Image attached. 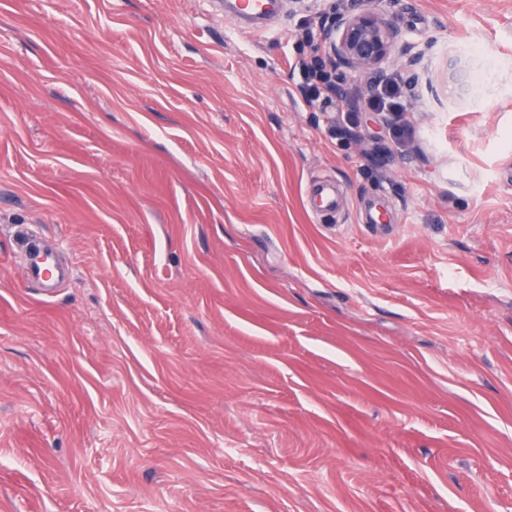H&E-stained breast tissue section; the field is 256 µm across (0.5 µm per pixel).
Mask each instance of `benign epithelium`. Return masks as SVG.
I'll return each instance as SVG.
<instances>
[{
    "instance_id": "obj_1",
    "label": "benign epithelium",
    "mask_w": 512,
    "mask_h": 512,
    "mask_svg": "<svg viewBox=\"0 0 512 512\" xmlns=\"http://www.w3.org/2000/svg\"><path fill=\"white\" fill-rule=\"evenodd\" d=\"M329 46L324 48L336 64L371 76V82L352 98L360 103L385 80L381 68L396 50L395 35L370 0H351L346 13L338 16L328 32Z\"/></svg>"
}]
</instances>
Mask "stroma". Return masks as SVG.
Wrapping results in <instances>:
<instances>
[{
    "label": "stroma",
    "mask_w": 512,
    "mask_h": 512,
    "mask_svg": "<svg viewBox=\"0 0 512 512\" xmlns=\"http://www.w3.org/2000/svg\"><path fill=\"white\" fill-rule=\"evenodd\" d=\"M349 2L0 0V512H512V0H376L401 148L299 93ZM234 13L240 20L252 22L251 29L265 30L264 24L278 8L280 0H236ZM28 252L24 267L27 280L39 281L45 288H54L57 281L68 276V271L57 264L53 252L47 247L31 243Z\"/></svg>",
    "instance_id": "1"
}]
</instances>
